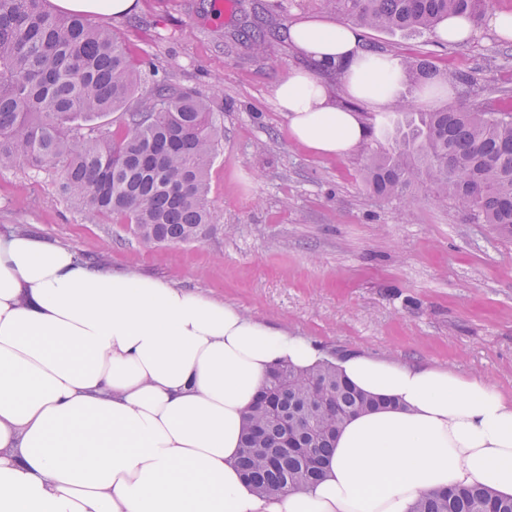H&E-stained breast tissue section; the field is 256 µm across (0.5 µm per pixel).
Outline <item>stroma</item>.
<instances>
[{
  "label": "stroma",
  "mask_w": 512,
  "mask_h": 512,
  "mask_svg": "<svg viewBox=\"0 0 512 512\" xmlns=\"http://www.w3.org/2000/svg\"><path fill=\"white\" fill-rule=\"evenodd\" d=\"M343 22L323 0H136L112 17L134 61L178 84L209 89L221 143L209 174L211 229L202 242L144 247L126 225L88 222L58 192L55 174L0 172V234L21 231L71 247L90 263L172 281L314 342L327 354L365 352L477 375L512 396V238L463 220L432 199L409 201L365 184L368 154L389 146L403 122L392 105L351 97L341 74L321 72L337 107L369 124L349 153L324 157L295 143L274 87L305 61L286 37L302 19ZM266 33L255 53L248 30ZM363 45L428 62L472 83L421 84L401 73L393 88L416 112L512 105V40L488 23L465 43L439 34L360 29Z\"/></svg>",
  "instance_id": "obj_1"
}]
</instances>
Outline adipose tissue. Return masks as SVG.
<instances>
[{
	"label": "adipose tissue",
	"mask_w": 512,
	"mask_h": 512,
	"mask_svg": "<svg viewBox=\"0 0 512 512\" xmlns=\"http://www.w3.org/2000/svg\"><path fill=\"white\" fill-rule=\"evenodd\" d=\"M288 38L312 63L274 90L292 137L349 151L365 129L316 68L340 70L366 102L390 101L395 73L346 24L300 21ZM324 358L232 304L0 235V512H412L470 485L512 497V397L362 353L336 369L385 406L343 423L317 483L257 492L238 457L265 376Z\"/></svg>",
	"instance_id": "1"
}]
</instances>
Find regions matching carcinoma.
I'll use <instances>...</instances> for the list:
<instances>
[{
  "label": "carcinoma",
  "instance_id": "carcinoma-1",
  "mask_svg": "<svg viewBox=\"0 0 512 512\" xmlns=\"http://www.w3.org/2000/svg\"><path fill=\"white\" fill-rule=\"evenodd\" d=\"M362 28L425 33L450 15L477 22L489 0H325ZM135 64L124 39L87 15H56L43 0H0V171L54 170L63 194L95 223L125 224L145 246L204 240L211 224L209 172L220 127L209 95ZM419 81L470 83L412 59ZM118 112L116 128L97 123ZM365 181L382 198L404 199L427 183L474 224L512 237V107L421 112L389 147L367 157ZM387 400L351 386L330 361L269 370L247 418L239 465L262 494L315 482L336 432ZM414 512H512V498L481 487L431 492Z\"/></svg>",
  "mask_w": 512,
  "mask_h": 512
}]
</instances>
